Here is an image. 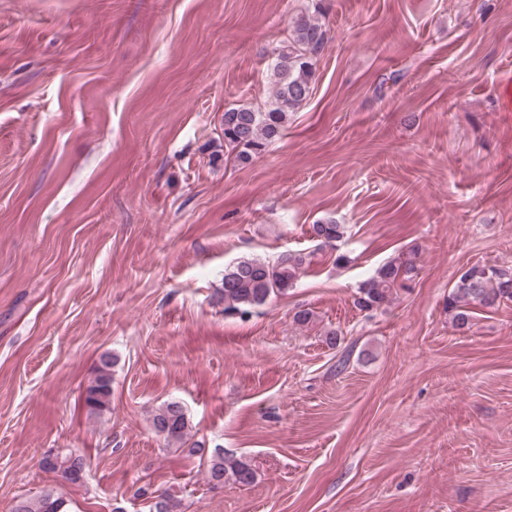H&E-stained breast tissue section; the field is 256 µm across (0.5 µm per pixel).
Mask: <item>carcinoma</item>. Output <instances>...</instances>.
Listing matches in <instances>:
<instances>
[{"label":"carcinoma","instance_id":"1","mask_svg":"<svg viewBox=\"0 0 512 512\" xmlns=\"http://www.w3.org/2000/svg\"><path fill=\"white\" fill-rule=\"evenodd\" d=\"M328 41L327 29L306 13L296 17L288 38L273 49L270 67L273 101L259 111L240 106L224 112V154L240 162L262 155L280 136L288 121V113L300 106L312 92L316 58ZM315 238L331 246L344 235V227L332 220L312 225ZM308 255L288 251L273 263L243 259L224 270L222 298L224 313L244 315L260 306L269 297L286 292L298 280ZM420 249L417 246L401 251L377 268L359 288L357 305L372 310L389 303L398 292L411 287L418 275ZM512 301V274L496 266L474 264L460 271L448 292V310L453 312L456 328H470L473 309H494ZM109 355L101 357L95 375L87 385L83 401L92 413L109 409L112 400V366ZM152 427L167 445L178 448L187 444L191 426L183 406L165 402L152 414ZM191 452L208 457L209 484L224 483L229 476L237 484L255 480V472L244 459L229 458L219 452L206 454L205 448L192 445ZM13 512H67V501L49 490L34 498L17 502ZM149 512H181V500L166 491L151 497Z\"/></svg>","mask_w":512,"mask_h":512}]
</instances>
